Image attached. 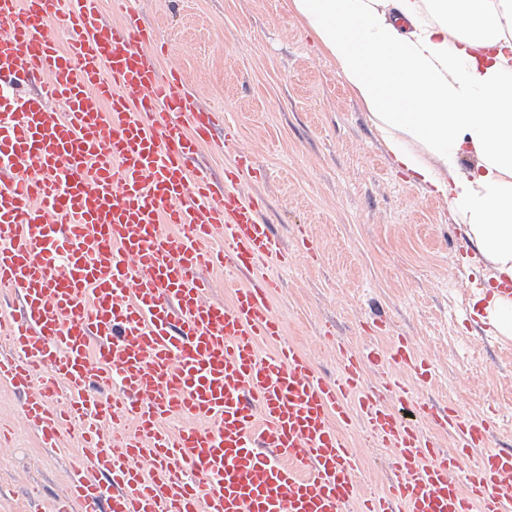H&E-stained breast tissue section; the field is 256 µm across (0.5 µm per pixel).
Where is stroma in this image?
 Listing matches in <instances>:
<instances>
[{
	"mask_svg": "<svg viewBox=\"0 0 512 512\" xmlns=\"http://www.w3.org/2000/svg\"><path fill=\"white\" fill-rule=\"evenodd\" d=\"M144 21L169 50L206 108L240 130L209 157L216 178L247 151L260 176L250 189L292 256L273 302L288 339L317 370L335 378L332 344H367L364 323L379 315L378 342L408 337L432 361L423 398L451 402L479 418L499 411L492 445L512 441V338H487L484 307L495 281L448 205L393 163L368 112L335 63L295 14L292 0H138ZM307 235L317 251L297 247ZM0 512H56L78 456L44 447L22 413L21 397L0 386ZM371 491L388 488L391 451L352 434Z\"/></svg>",
	"mask_w": 512,
	"mask_h": 512,
	"instance_id": "1",
	"label": "stroma"
}]
</instances>
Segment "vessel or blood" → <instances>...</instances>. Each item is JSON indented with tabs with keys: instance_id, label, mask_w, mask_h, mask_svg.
Instances as JSON below:
<instances>
[{
	"instance_id": "vessel-or-blood-1",
	"label": "vessel or blood",
	"mask_w": 512,
	"mask_h": 512,
	"mask_svg": "<svg viewBox=\"0 0 512 512\" xmlns=\"http://www.w3.org/2000/svg\"><path fill=\"white\" fill-rule=\"evenodd\" d=\"M0 0V382L23 389L45 447L78 429L79 512H512V448L417 395L431 365L407 337L337 345L329 380L284 337L272 299L287 266L249 156L214 179L219 124L162 64L135 0ZM224 246L214 249L211 242ZM238 273L224 305L205 270ZM403 366L411 379L392 369ZM377 385H367V373ZM66 406L53 407L58 383ZM186 421L169 433L168 420ZM391 448L367 491L348 434Z\"/></svg>"
}]
</instances>
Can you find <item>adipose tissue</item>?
I'll return each instance as SVG.
<instances>
[{"label": "adipose tissue", "instance_id": "ef3b65f1", "mask_svg": "<svg viewBox=\"0 0 512 512\" xmlns=\"http://www.w3.org/2000/svg\"><path fill=\"white\" fill-rule=\"evenodd\" d=\"M394 164L512 279V0H292Z\"/></svg>", "mask_w": 512, "mask_h": 512}]
</instances>
